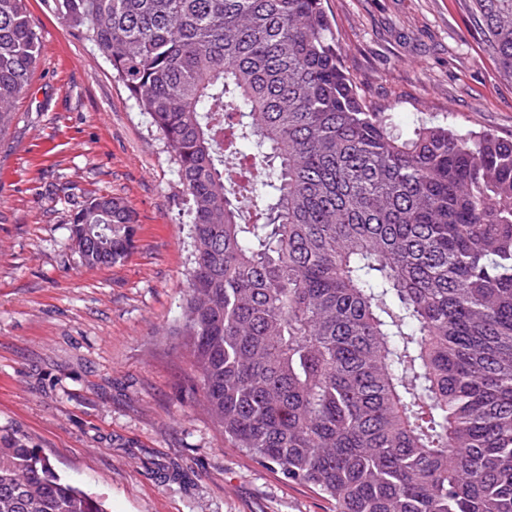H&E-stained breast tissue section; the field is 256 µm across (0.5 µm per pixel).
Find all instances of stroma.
<instances>
[{"label": "stroma", "instance_id": "1", "mask_svg": "<svg viewBox=\"0 0 512 512\" xmlns=\"http://www.w3.org/2000/svg\"><path fill=\"white\" fill-rule=\"evenodd\" d=\"M340 52L394 125L512 137V79L458 0H325ZM41 51L0 134V446L36 448L108 512H334L238 449L200 408L172 330L191 268L170 155L107 61L52 0H29ZM95 193L136 213L121 262L70 237Z\"/></svg>", "mask_w": 512, "mask_h": 512}]
</instances>
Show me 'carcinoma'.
<instances>
[{
	"label": "carcinoma",
	"instance_id": "carcinoma-1",
	"mask_svg": "<svg viewBox=\"0 0 512 512\" xmlns=\"http://www.w3.org/2000/svg\"><path fill=\"white\" fill-rule=\"evenodd\" d=\"M512 79V0H461ZM164 142L188 213L178 325L224 441L336 512H512V138L373 112L323 0H53ZM40 44L0 0V131ZM253 161L244 178L228 159ZM91 197L88 267L134 247ZM0 512H105L0 447Z\"/></svg>",
	"mask_w": 512,
	"mask_h": 512
}]
</instances>
